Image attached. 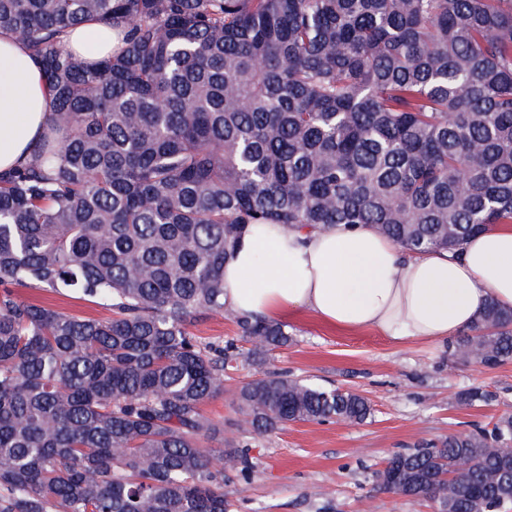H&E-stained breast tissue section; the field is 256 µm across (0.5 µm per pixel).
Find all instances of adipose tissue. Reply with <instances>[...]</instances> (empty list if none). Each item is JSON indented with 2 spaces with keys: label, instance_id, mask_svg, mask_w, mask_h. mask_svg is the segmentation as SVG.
I'll return each mask as SVG.
<instances>
[{
  "label": "adipose tissue",
  "instance_id": "ef3b65f1",
  "mask_svg": "<svg viewBox=\"0 0 512 512\" xmlns=\"http://www.w3.org/2000/svg\"><path fill=\"white\" fill-rule=\"evenodd\" d=\"M113 43L111 27L96 21L63 41L90 61L110 56ZM49 123L39 62L0 28V170L31 162ZM224 292L244 314L305 309L330 326L397 344L444 341L469 328L487 301L512 310V226L487 228L455 256L405 253L368 224L310 234L255 224L224 264Z\"/></svg>",
  "mask_w": 512,
  "mask_h": 512
}]
</instances>
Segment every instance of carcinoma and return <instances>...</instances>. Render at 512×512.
Segmentation results:
<instances>
[{
    "mask_svg": "<svg viewBox=\"0 0 512 512\" xmlns=\"http://www.w3.org/2000/svg\"><path fill=\"white\" fill-rule=\"evenodd\" d=\"M90 20L122 35L95 64L63 46ZM0 27L41 64L51 108L33 161L0 172V512H233L224 479L259 477L252 444L371 417L354 391L263 370L288 325L224 302L251 225L370 224L420 253L512 224V0H0ZM224 312L247 351L190 330ZM452 358L511 359L512 312L489 301ZM239 362L256 368L244 442L219 468L201 405ZM371 478L435 512H501L512 414ZM17 295L22 299L38 300L49 306L59 308L62 311L74 313L80 316L107 318L111 312L96 302L85 299L79 294L60 296L41 289L35 288H14Z\"/></svg>",
    "mask_w": 512,
    "mask_h": 512,
    "instance_id": "carcinoma-1",
    "label": "carcinoma"
}]
</instances>
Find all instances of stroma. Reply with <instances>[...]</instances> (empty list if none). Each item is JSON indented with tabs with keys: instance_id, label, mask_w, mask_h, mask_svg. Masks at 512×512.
Segmentation results:
<instances>
[{
	"instance_id": "obj_1",
	"label": "stroma",
	"mask_w": 512,
	"mask_h": 512,
	"mask_svg": "<svg viewBox=\"0 0 512 512\" xmlns=\"http://www.w3.org/2000/svg\"><path fill=\"white\" fill-rule=\"evenodd\" d=\"M17 294L80 316L110 315L78 294L35 288ZM282 321L291 340L270 353L267 369L324 388L356 391L373 413L362 423L292 422L253 447L261 475L248 484L233 479L224 485L235 512H434L431 503L375 489L372 471L393 453L472 431L512 412V359L493 368L460 364L450 356V341L396 345L372 331L329 326L306 310ZM253 373L245 363L227 370L223 394L203 404L210 420L226 426L211 448L233 438L236 396ZM474 387L492 393V400L461 401V394Z\"/></svg>"
}]
</instances>
